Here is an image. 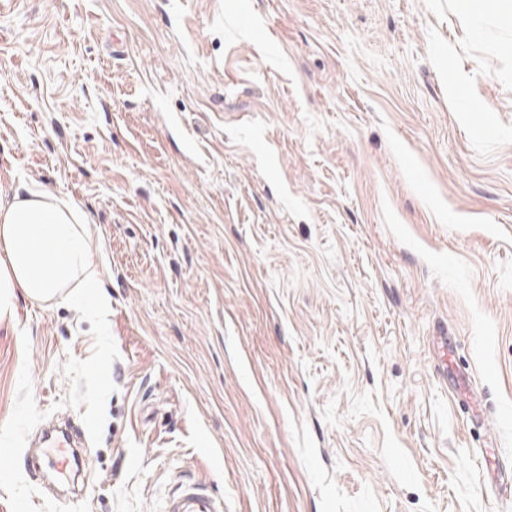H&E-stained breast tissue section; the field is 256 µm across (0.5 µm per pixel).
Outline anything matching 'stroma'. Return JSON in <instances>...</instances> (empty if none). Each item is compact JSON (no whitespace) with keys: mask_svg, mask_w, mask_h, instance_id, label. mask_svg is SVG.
<instances>
[{"mask_svg":"<svg viewBox=\"0 0 512 512\" xmlns=\"http://www.w3.org/2000/svg\"><path fill=\"white\" fill-rule=\"evenodd\" d=\"M30 190L86 215L110 329L0 320V512H512V20L0 0V205ZM66 416L75 498L25 460ZM167 512H222V506L205 484L193 481L171 493Z\"/></svg>","mask_w":512,"mask_h":512,"instance_id":"stroma-1","label":"stroma"}]
</instances>
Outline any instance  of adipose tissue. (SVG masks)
<instances>
[{"mask_svg":"<svg viewBox=\"0 0 512 512\" xmlns=\"http://www.w3.org/2000/svg\"><path fill=\"white\" fill-rule=\"evenodd\" d=\"M90 236L79 210L47 195L30 191L0 206V317L9 314L14 289L47 302L77 288L85 317L108 329L110 299L99 289Z\"/></svg>","mask_w":512,"mask_h":512,"instance_id":"obj_1","label":"adipose tissue"}]
</instances>
